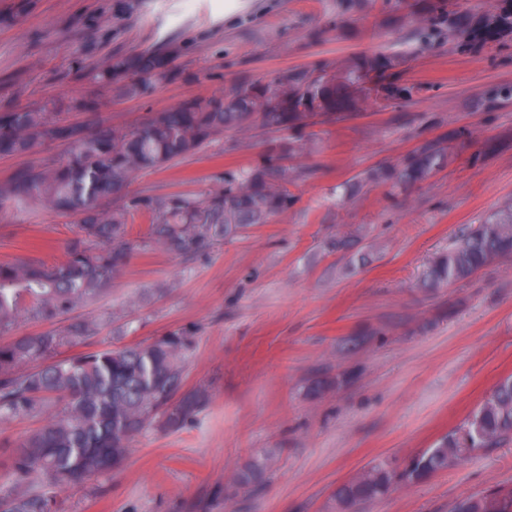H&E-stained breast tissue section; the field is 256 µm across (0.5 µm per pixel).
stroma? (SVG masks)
Returning a JSON list of instances; mask_svg holds the SVG:
<instances>
[{
    "label": "stroma",
    "mask_w": 512,
    "mask_h": 512,
    "mask_svg": "<svg viewBox=\"0 0 512 512\" xmlns=\"http://www.w3.org/2000/svg\"><path fill=\"white\" fill-rule=\"evenodd\" d=\"M0 0V110L57 97L100 104L111 125L208 98L243 81L361 53L396 57L407 96L307 128L288 212L192 259L148 248L135 220L122 274L76 309L98 333L62 356L187 329L195 347L182 389L208 404L182 429L146 426L124 464L59 497L60 512H336L332 493L379 459L403 461L461 425L512 376V259L425 289L428 260L462 228L512 200V35L461 52L418 50L411 22L392 30L383 0ZM174 49L178 77L119 99L78 70L116 52ZM277 135L234 130L196 154L136 176L129 190L207 196L229 171L260 165ZM446 141L448 163L405 191L371 169ZM78 228L47 209L0 214V262L65 257ZM351 240L348 248L337 247ZM268 460L240 489L230 470ZM512 486V442L424 482L395 487L362 512H448L462 495Z\"/></svg>",
    "instance_id": "35a3bbf8"
}]
</instances>
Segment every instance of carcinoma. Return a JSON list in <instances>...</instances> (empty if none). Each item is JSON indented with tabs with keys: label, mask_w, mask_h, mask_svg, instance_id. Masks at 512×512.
Wrapping results in <instances>:
<instances>
[{
	"label": "carcinoma",
	"mask_w": 512,
	"mask_h": 512,
	"mask_svg": "<svg viewBox=\"0 0 512 512\" xmlns=\"http://www.w3.org/2000/svg\"><path fill=\"white\" fill-rule=\"evenodd\" d=\"M387 22L412 18L415 40H446L461 52L512 34V0H492L476 16L468 3L448 0H384ZM171 54L152 50L115 53L90 67L86 77L124 99L152 94L159 82L177 77ZM395 58L354 55L336 68H295L265 83L243 82L226 94L188 98L152 112L133 130L104 122L88 125L59 118L63 112L93 113L98 104L68 97L39 108L0 111V158L36 154L47 144L62 148L17 169L0 181V212L49 208L74 218L79 233L63 262L0 263V333L23 317L51 321L103 293L122 270L131 250L129 224L148 222L146 244L191 258L204 248L266 224L288 211V168L281 164L284 141L268 162L228 172L223 185L205 198L182 192L130 195L137 174L159 170L219 140L226 130L264 127L298 134L318 122L363 112L377 102L405 94L390 80ZM448 163L433 146L407 154L370 178L407 190ZM512 256V203L463 231L456 243L432 257L423 286L441 288L468 279L491 262ZM97 325L81 319L61 330L17 336L0 343V420L43 417L42 424L3 452L0 468L14 486L0 492V512H57L66 488L92 475L107 476L125 461L135 435L156 422L178 430L206 397L179 394L194 341L190 331L173 330L150 342L57 357L61 346L90 336ZM512 437V377L501 380L462 425L433 447L401 465L379 460L358 477L337 486L338 512L385 496L397 483H415L458 467L475 454ZM265 465L252 461L232 470L234 484L259 483ZM448 512H512V487L461 496Z\"/></svg>",
	"instance_id": "1"
}]
</instances>
